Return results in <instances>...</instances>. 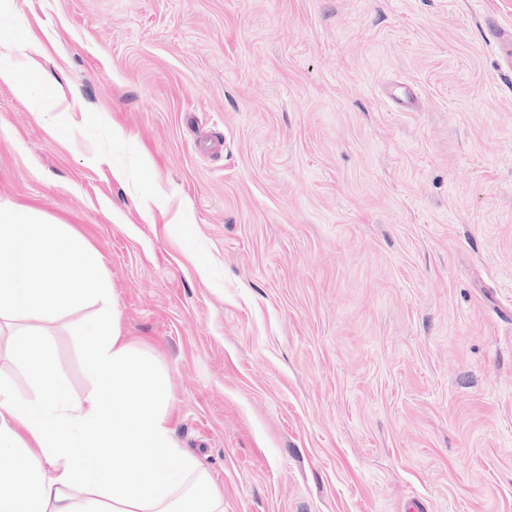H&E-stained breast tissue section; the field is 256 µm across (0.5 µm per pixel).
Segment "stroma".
<instances>
[{"instance_id": "obj_1", "label": "stroma", "mask_w": 512, "mask_h": 512, "mask_svg": "<svg viewBox=\"0 0 512 512\" xmlns=\"http://www.w3.org/2000/svg\"><path fill=\"white\" fill-rule=\"evenodd\" d=\"M512 0H0V201L95 250L224 512H512ZM89 304L0 328L92 388ZM490 40L496 47L500 56L501 68L508 73L512 72V28L503 27L491 20L488 24Z\"/></svg>"}]
</instances>
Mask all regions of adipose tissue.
Returning a JSON list of instances; mask_svg holds the SVG:
<instances>
[{
    "label": "adipose tissue",
    "instance_id": "ef3b65f1",
    "mask_svg": "<svg viewBox=\"0 0 512 512\" xmlns=\"http://www.w3.org/2000/svg\"><path fill=\"white\" fill-rule=\"evenodd\" d=\"M103 303L83 329L93 391H69L53 352L15 348L31 394L0 383V512H224V496L169 426L168 382L127 342L95 251L61 224L0 205V316Z\"/></svg>",
    "mask_w": 512,
    "mask_h": 512
}]
</instances>
